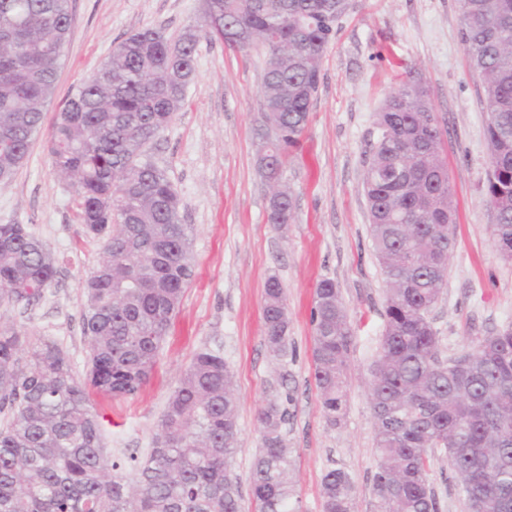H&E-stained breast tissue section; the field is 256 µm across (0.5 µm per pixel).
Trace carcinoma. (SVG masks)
Returning <instances> with one entry per match:
<instances>
[{
	"label": "carcinoma",
	"instance_id": "carcinoma-1",
	"mask_svg": "<svg viewBox=\"0 0 512 512\" xmlns=\"http://www.w3.org/2000/svg\"><path fill=\"white\" fill-rule=\"evenodd\" d=\"M223 29L205 22L168 36L132 33L54 113L47 150L74 189L86 233L103 255L82 281L89 371L79 382L54 342L0 326V512H241L233 460L238 398L224 358L198 351L170 397L152 448L131 464L105 453L90 392L133 397L195 277L181 197L144 146L173 121L196 79L200 36L265 50L261 171L271 185L267 221L294 220L280 183L300 145L321 82L324 53L345 8L339 0H214ZM460 38L484 83L492 236L512 259V0H460ZM72 25L71 0H0V187L27 160L56 83ZM363 185L371 237L387 283L380 350L368 389L379 458L371 512H439L429 453L448 459L468 512H512V327L442 360L429 314L442 295L454 249V210L441 132L428 93L402 82L376 113ZM58 257L22 224H0V305L31 303L57 274ZM264 339L288 356V309L267 277ZM313 377L326 421L347 408L353 324L334 281L313 300ZM262 409L254 463V512H296V460L283 436L284 402ZM322 512H357L350 475L328 470Z\"/></svg>",
	"mask_w": 512,
	"mask_h": 512
}]
</instances>
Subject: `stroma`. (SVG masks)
Returning a JSON list of instances; mask_svg holds the SVG:
<instances>
[{
	"instance_id": "35a3bbf8",
	"label": "stroma",
	"mask_w": 512,
	"mask_h": 512,
	"mask_svg": "<svg viewBox=\"0 0 512 512\" xmlns=\"http://www.w3.org/2000/svg\"><path fill=\"white\" fill-rule=\"evenodd\" d=\"M203 0H72L73 20L54 104H61L114 45L145 26L175 36L200 22ZM459 0H349L323 57V78L301 145L283 180L293 193L291 224L267 221L269 187L259 164L264 52L238 50L201 36L197 77L184 106L148 146L183 203L195 278L162 343L150 382L137 396H93L108 456L145 459L167 402L194 354L219 352L239 399L240 449L233 462L242 512H252L250 483L260 448L257 413L287 380L292 394L284 427L296 459L300 512H321V480L347 471L359 512H370L378 452L366 377L380 349L386 282L373 251L363 191L375 115L401 81L423 86L442 132V156L455 205L456 247L443 294L430 313L444 356L473 348L512 326V260L492 239L484 184L489 166L484 85L460 41ZM37 137L14 180L0 188V224H23L60 258L39 301L0 306V324L58 344L74 375L88 370L81 281L95 268L100 240L89 237L67 181ZM284 288L290 345L284 360L267 350L264 283ZM332 279L355 327L347 411L328 425L313 378L311 310L322 279ZM429 484L440 512H467L448 460L436 455Z\"/></svg>"
}]
</instances>
